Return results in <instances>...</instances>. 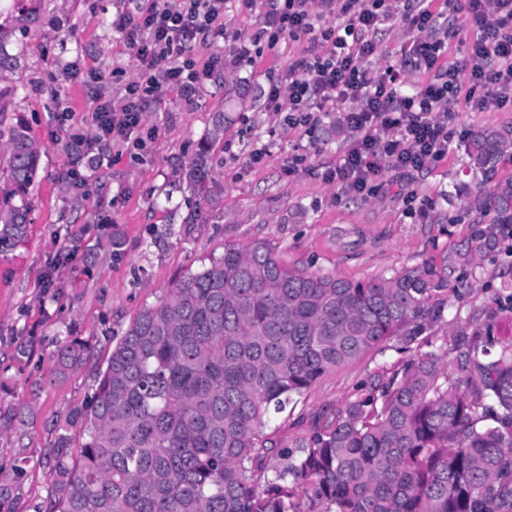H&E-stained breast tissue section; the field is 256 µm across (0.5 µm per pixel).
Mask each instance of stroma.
I'll return each instance as SVG.
<instances>
[{"label": "stroma", "mask_w": 512, "mask_h": 512, "mask_svg": "<svg viewBox=\"0 0 512 512\" xmlns=\"http://www.w3.org/2000/svg\"><path fill=\"white\" fill-rule=\"evenodd\" d=\"M146 0H0V26L19 57L16 74L0 78L6 120L21 116L43 153L30 188L26 241L0 254V414L30 405L33 419L0 433V485L12 512H39L50 491L47 461L67 416L92 395L99 368L136 313L155 302L189 266L221 253L226 243L256 238L274 243L288 263L311 272L367 279L422 265L447 266L442 320L430 330L433 346L452 353L456 318L490 327L512 343V253L455 264L471 231L463 181L468 135L480 127L512 125V109L479 112L458 104L447 159L409 172L383 168L364 193L327 180L356 133L346 107L327 105L313 130L289 128L285 115L266 108L271 73L284 72L307 41L282 39L275 49L251 46L255 19L230 0L224 36L213 50L221 64L196 94L166 91L148 107L157 133L144 150L90 140L92 115L105 102L121 105L137 61L112 21L137 13ZM411 33L400 17L383 26L367 66L397 63ZM74 118L60 124L58 114ZM224 137L213 146L205 184L190 190L179 179L216 115ZM197 223H186L190 211ZM122 240L105 248L108 235ZM92 339L90 358L57 384H47L50 353L60 336ZM30 344L21 359L17 349ZM402 365L394 350H374L321 378L293 414L274 421L279 437L294 441L317 418L333 416L365 398L377 375Z\"/></svg>", "instance_id": "35a3bbf8"}]
</instances>
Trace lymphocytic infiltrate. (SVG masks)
Instances as JSON below:
<instances>
[{
    "label": "lymphocytic infiltrate",
    "instance_id": "f902f5d3",
    "mask_svg": "<svg viewBox=\"0 0 512 512\" xmlns=\"http://www.w3.org/2000/svg\"><path fill=\"white\" fill-rule=\"evenodd\" d=\"M259 27L268 48L281 39H307L308 56L273 79L266 103L269 111H287L289 126H315L329 103H354L346 121L357 137L336 174L357 191L382 166L409 171L428 168L448 156L454 105L482 111L512 105V0H468L474 25L471 52L465 63L448 59L453 27L438 28L453 11L455 0L435 6L402 0V18L414 37L404 58L381 70L364 66L377 51L376 36L390 19L393 0H333L336 26L316 32L314 0H266ZM226 0H152L135 16L124 15L114 26L140 68V77L125 88V103L101 105L92 117L99 135L140 150L146 106L165 89L192 95L203 76L216 69L209 54L224 35ZM423 76L420 86H407L406 69ZM469 82L461 84V69Z\"/></svg>",
    "mask_w": 512,
    "mask_h": 512
}]
</instances>
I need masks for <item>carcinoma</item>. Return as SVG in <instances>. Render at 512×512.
<instances>
[{"label": "carcinoma", "instance_id": "cac0c4a2", "mask_svg": "<svg viewBox=\"0 0 512 512\" xmlns=\"http://www.w3.org/2000/svg\"><path fill=\"white\" fill-rule=\"evenodd\" d=\"M0 159V252L21 242L40 146L18 118ZM224 115L182 173L207 176ZM463 188L473 230L457 262L512 225V127L471 132ZM448 266L349 280L285 263L256 239L224 245L144 306L112 347L90 401L66 420L40 512H512V344L458 322L452 359L411 355L363 400L288 444L272 417L377 348L399 354L440 320ZM92 352L67 335L61 381Z\"/></svg>", "mask_w": 512, "mask_h": 512}]
</instances>
